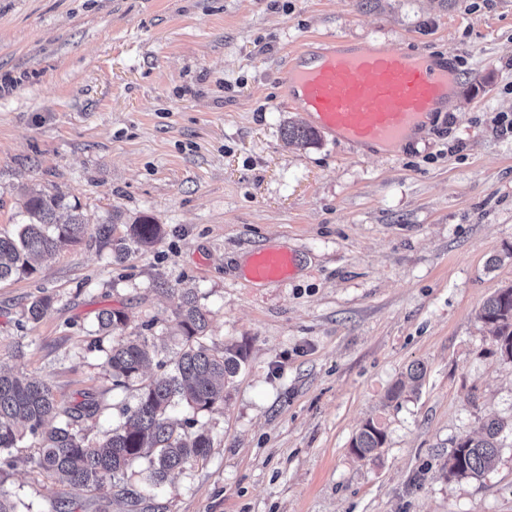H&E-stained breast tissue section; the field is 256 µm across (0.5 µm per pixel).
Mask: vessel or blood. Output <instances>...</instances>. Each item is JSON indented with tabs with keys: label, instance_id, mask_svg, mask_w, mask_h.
Here are the masks:
<instances>
[{
	"label": "vessel or blood",
	"instance_id": "b4317fda",
	"mask_svg": "<svg viewBox=\"0 0 512 512\" xmlns=\"http://www.w3.org/2000/svg\"><path fill=\"white\" fill-rule=\"evenodd\" d=\"M458 79L454 54L429 53L375 41L339 40L297 53L284 75L287 105L323 134L360 151H380L414 135L446 111ZM293 254L258 252L247 275L288 280Z\"/></svg>",
	"mask_w": 512,
	"mask_h": 512
}]
</instances>
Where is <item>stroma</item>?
<instances>
[{"label":"stroma","mask_w":512,"mask_h":512,"mask_svg":"<svg viewBox=\"0 0 512 512\" xmlns=\"http://www.w3.org/2000/svg\"><path fill=\"white\" fill-rule=\"evenodd\" d=\"M369 37L457 55L447 112L395 156L285 141L304 120L282 104L290 53ZM506 121L512 0H0V233L32 187L93 224L121 213L119 237L143 216L164 229L122 259L86 236L0 282V365L61 404L91 396L77 426L100 441L137 390L112 384L99 311L169 357L172 291L192 288L206 345L246 355L222 405L174 408L212 446L161 488L138 464L116 486H64L27 437L0 453V493L20 512H512L511 435L482 477L442 470L459 438L512 424V362L479 317L512 286ZM262 249L296 254L288 283L245 278ZM368 421L385 443L361 459Z\"/></svg>","instance_id":"35a3bbf8"}]
</instances>
